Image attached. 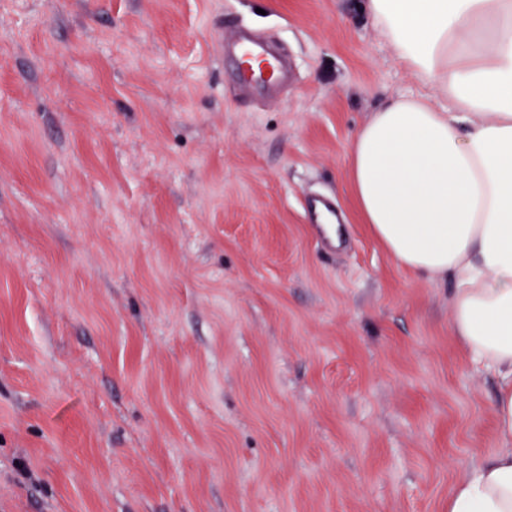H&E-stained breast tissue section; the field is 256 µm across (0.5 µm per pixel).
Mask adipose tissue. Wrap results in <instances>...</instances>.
<instances>
[{
    "label": "adipose tissue",
    "mask_w": 512,
    "mask_h": 512,
    "mask_svg": "<svg viewBox=\"0 0 512 512\" xmlns=\"http://www.w3.org/2000/svg\"><path fill=\"white\" fill-rule=\"evenodd\" d=\"M422 84L373 112L349 181L398 265L451 279V331L497 379L499 448L448 493V512H512V0H366Z\"/></svg>",
    "instance_id": "ef3b65f1"
}]
</instances>
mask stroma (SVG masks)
Returning a JSON list of instances; mask_svg holds the SVG:
<instances>
[{
    "label": "stroma",
    "mask_w": 512,
    "mask_h": 512,
    "mask_svg": "<svg viewBox=\"0 0 512 512\" xmlns=\"http://www.w3.org/2000/svg\"><path fill=\"white\" fill-rule=\"evenodd\" d=\"M364 4L0 0V512H448L497 449L450 284L350 189L421 89ZM223 25L286 91H243ZM324 211L330 212L334 216L335 221H336V210L329 202L324 201V200H314L310 204L308 223L316 224L318 226V229H319L321 235H322L323 242L325 243V245L331 250H336V247L339 248L343 245V239L339 235L336 240V234L334 237H327L321 232L320 227H319V225L321 224L320 217H321L322 212H324Z\"/></svg>",
    "instance_id": "1"
}]
</instances>
